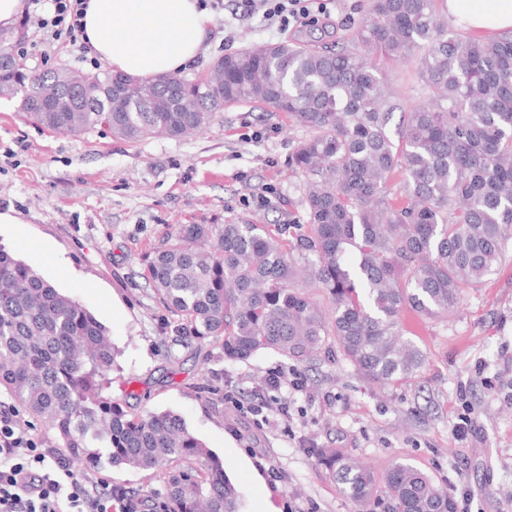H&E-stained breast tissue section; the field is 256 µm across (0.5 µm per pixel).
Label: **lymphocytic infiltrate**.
I'll return each instance as SVG.
<instances>
[{
    "instance_id": "f902f5d3",
    "label": "lymphocytic infiltrate",
    "mask_w": 512,
    "mask_h": 512,
    "mask_svg": "<svg viewBox=\"0 0 512 512\" xmlns=\"http://www.w3.org/2000/svg\"><path fill=\"white\" fill-rule=\"evenodd\" d=\"M331 0H240L244 16L280 30L327 14ZM26 24L48 47L69 45L88 56V0H31ZM0 512H112V494L75 478L64 458L44 450L13 405L0 402Z\"/></svg>"
}]
</instances>
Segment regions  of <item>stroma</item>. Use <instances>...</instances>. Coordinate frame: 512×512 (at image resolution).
I'll list each match as a JSON object with an SVG mask.
<instances>
[{"mask_svg":"<svg viewBox=\"0 0 512 512\" xmlns=\"http://www.w3.org/2000/svg\"><path fill=\"white\" fill-rule=\"evenodd\" d=\"M357 5L335 0L330 18L309 31L327 43L346 36ZM222 15L184 75L225 50L299 33L257 17L227 27ZM26 63L37 72L94 70L76 51L40 44L29 46ZM305 136L284 113L255 104L224 109L185 139L128 142L100 127L71 136L35 125L17 98L1 95L0 247L96 316L114 354L104 396L134 412L179 414L223 460L241 512H352L317 465L316 448L379 470L411 464L466 491L465 512H512V242L484 286L463 293L453 318L405 315L427 361L413 383L395 386L324 354L299 363L265 351L227 363L217 345L183 334L146 281V259L177 225L305 223L306 178L289 167ZM273 369L300 373L305 389L265 386ZM256 392L268 415L255 412ZM74 475L138 503L163 491L156 473L125 465Z\"/></svg>","mask_w":512,"mask_h":512,"instance_id":"35a3bbf8","label":"stroma"}]
</instances>
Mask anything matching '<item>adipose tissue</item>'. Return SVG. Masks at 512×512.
I'll return each mask as SVG.
<instances>
[{"label": "adipose tissue", "mask_w": 512, "mask_h": 512, "mask_svg": "<svg viewBox=\"0 0 512 512\" xmlns=\"http://www.w3.org/2000/svg\"><path fill=\"white\" fill-rule=\"evenodd\" d=\"M476 36L512 30V0H446ZM86 34L113 72L171 75L195 58L211 21L196 0H88Z\"/></svg>", "instance_id": "1"}]
</instances>
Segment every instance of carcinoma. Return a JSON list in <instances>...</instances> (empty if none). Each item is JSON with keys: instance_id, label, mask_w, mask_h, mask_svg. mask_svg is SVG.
Masks as SVG:
<instances>
[{"instance_id": "obj_1", "label": "carcinoma", "mask_w": 512, "mask_h": 512, "mask_svg": "<svg viewBox=\"0 0 512 512\" xmlns=\"http://www.w3.org/2000/svg\"><path fill=\"white\" fill-rule=\"evenodd\" d=\"M442 2L366 0L358 30L334 46L254 44L193 79L31 75L0 33V93L53 132L103 126L124 140L181 138L243 103L287 113L308 132L291 157L307 177V232L287 241L263 224H180L145 276L180 329L227 362L334 350L370 382L407 384L426 355L404 337L403 314L453 315L512 239V32L476 40L448 27ZM403 63L424 101L392 129L401 104L386 69ZM81 79L79 111L40 110ZM111 370L95 317L0 248V387L55 429L74 466L105 456L157 473L161 512H240L223 463L181 416L130 413L102 395ZM311 452L355 512H454L448 489L410 464L379 472L336 448Z\"/></svg>"}]
</instances>
